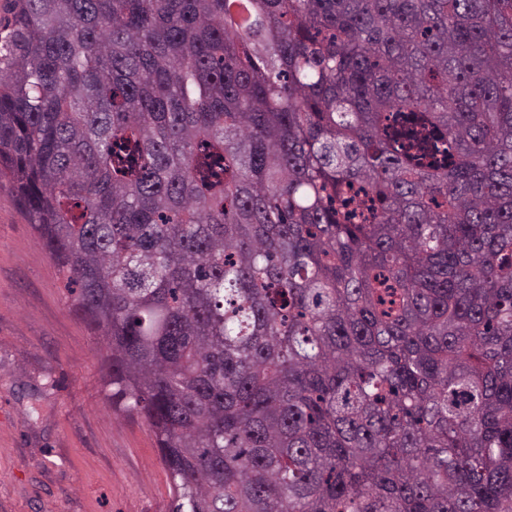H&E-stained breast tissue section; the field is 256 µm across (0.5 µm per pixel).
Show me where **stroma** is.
<instances>
[{
  "instance_id": "obj_1",
  "label": "stroma",
  "mask_w": 512,
  "mask_h": 512,
  "mask_svg": "<svg viewBox=\"0 0 512 512\" xmlns=\"http://www.w3.org/2000/svg\"><path fill=\"white\" fill-rule=\"evenodd\" d=\"M140 417L106 397L99 339L0 179V512H169Z\"/></svg>"
}]
</instances>
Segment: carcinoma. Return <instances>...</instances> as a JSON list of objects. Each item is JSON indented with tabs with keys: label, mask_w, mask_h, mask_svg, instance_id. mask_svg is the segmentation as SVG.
Instances as JSON below:
<instances>
[{
	"label": "carcinoma",
	"mask_w": 512,
	"mask_h": 512,
	"mask_svg": "<svg viewBox=\"0 0 512 512\" xmlns=\"http://www.w3.org/2000/svg\"><path fill=\"white\" fill-rule=\"evenodd\" d=\"M0 176L169 512H512V0H11Z\"/></svg>",
	"instance_id": "carcinoma-1"
}]
</instances>
